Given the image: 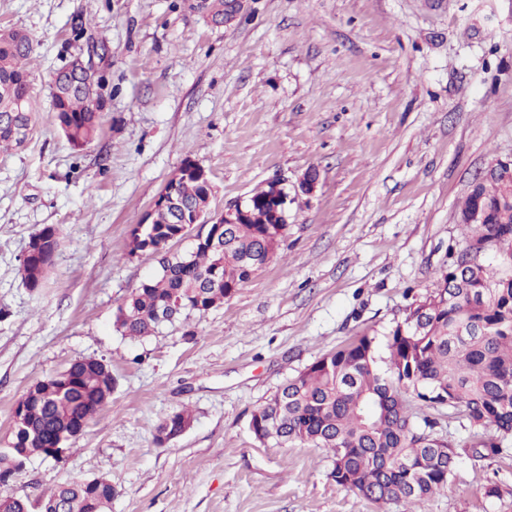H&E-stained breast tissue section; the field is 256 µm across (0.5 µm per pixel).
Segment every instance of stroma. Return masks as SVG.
Returning <instances> with one entry per match:
<instances>
[{
	"instance_id": "1",
	"label": "stroma",
	"mask_w": 512,
	"mask_h": 512,
	"mask_svg": "<svg viewBox=\"0 0 512 512\" xmlns=\"http://www.w3.org/2000/svg\"><path fill=\"white\" fill-rule=\"evenodd\" d=\"M0 28L32 36L36 100L27 144L0 152V448L36 382L90 357L116 380L62 456L32 459L0 496L104 476L110 512H403L337 486L324 449L260 442L249 422L351 336H383L462 244L472 182L512 159V0H248L222 27L183 0H0ZM98 41L101 126L76 152L49 79ZM187 162L214 210L274 178L319 180L277 257L223 305L122 336L119 308L159 268L131 232ZM51 224L61 245L32 291L19 267ZM185 408L191 426L158 445ZM424 510L512 512V442L462 460Z\"/></svg>"
}]
</instances>
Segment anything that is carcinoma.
Returning a JSON list of instances; mask_svg holds the SVG:
<instances>
[{"label": "carcinoma", "mask_w": 512, "mask_h": 512, "mask_svg": "<svg viewBox=\"0 0 512 512\" xmlns=\"http://www.w3.org/2000/svg\"><path fill=\"white\" fill-rule=\"evenodd\" d=\"M232 0H207L213 26L224 25ZM34 48L21 29L0 30V149L19 147L28 137L33 112L28 65ZM105 78L85 84L51 76L54 120L79 151L99 132V101ZM211 185L190 173L174 185V204L157 209L141 234H132L131 251L150 250L161 270L143 281L119 309L115 326L124 336L156 332L157 313L172 306L170 317L207 311L250 280V263L277 255L288 235L271 223L265 207L273 188L251 193L253 208L229 234L215 225H197L187 258L172 254L171 243L184 237L197 212L208 210ZM471 234L448 246V265L434 290L409 306L403 321L387 333L385 355L375 338L361 334L289 378L254 411L250 428L257 439L300 443L331 453L330 478L374 503L399 502L404 512H424L423 504L448 487L458 460L481 461L504 451L512 438V170L486 175L471 186L459 212ZM35 236L58 252L61 231L46 225ZM52 263L38 253L22 260L20 275L32 291L43 287ZM72 381L62 394L52 377L42 380L39 401L26 408L22 448H49L75 425H86L101 410L99 376L78 360L67 367ZM448 416L469 431L456 445L436 432ZM191 424L186 410L160 422L156 442L178 423ZM93 490L74 482L44 496L61 498L67 512H88Z\"/></svg>", "instance_id": "carcinoma-1"}]
</instances>
